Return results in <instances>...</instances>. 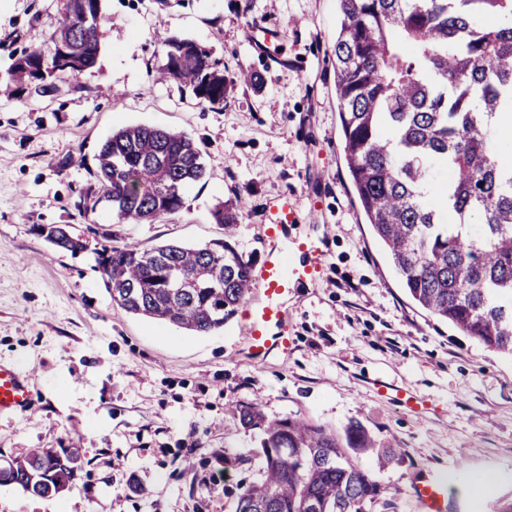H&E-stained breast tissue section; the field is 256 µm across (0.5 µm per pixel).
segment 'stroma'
Listing matches in <instances>:
<instances>
[{
  "label": "stroma",
  "instance_id": "stroma-1",
  "mask_svg": "<svg viewBox=\"0 0 512 512\" xmlns=\"http://www.w3.org/2000/svg\"><path fill=\"white\" fill-rule=\"evenodd\" d=\"M96 64L39 95H0V363L33 393L0 413V459L76 448L71 487L41 498L0 484V512H235L236 486L260 478L257 431L235 409L301 417L343 432L360 422L399 462L375 472L373 512H416L419 479L450 480L448 512H497L512 499V356L491 351L421 308L365 224L341 147L332 67L338 0H102ZM63 0H0V80L21 50L48 42ZM188 39L224 61L223 107L160 81L157 36ZM252 71L256 81H238ZM157 126L191 137L206 165L184 209L120 224L77 204L95 186L112 131ZM244 197L233 243L262 263L266 224L289 201L323 237L313 288L288 297L287 349L254 358L244 311L199 334L113 304L96 253L113 239L202 247L223 239L211 212ZM83 239L58 250L42 227ZM403 391L419 404L396 401ZM492 474L472 492L468 474Z\"/></svg>",
  "mask_w": 512,
  "mask_h": 512
}]
</instances>
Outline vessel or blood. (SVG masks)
I'll return each instance as SVG.
<instances>
[{"label": "vessel or blood", "instance_id": "1", "mask_svg": "<svg viewBox=\"0 0 512 512\" xmlns=\"http://www.w3.org/2000/svg\"><path fill=\"white\" fill-rule=\"evenodd\" d=\"M296 221L294 208L284 202L277 209L274 223L265 229L266 237L277 243V254L254 276L263 297L250 315L247 345L258 357L264 356L274 344L287 342L283 336L271 339L269 330L285 321L288 312L285 300L294 284L318 280L321 249L311 239L292 236L291 228ZM30 405L31 392L19 370L0 365V413L24 412ZM412 497L419 512H448V487L443 479L434 476L417 482Z\"/></svg>", "mask_w": 512, "mask_h": 512}]
</instances>
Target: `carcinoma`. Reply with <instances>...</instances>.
<instances>
[{"instance_id": "cac0c4a2", "label": "carcinoma", "mask_w": 512, "mask_h": 512, "mask_svg": "<svg viewBox=\"0 0 512 512\" xmlns=\"http://www.w3.org/2000/svg\"><path fill=\"white\" fill-rule=\"evenodd\" d=\"M333 45L343 151L359 206L410 297L485 348L512 355V164L495 159L509 139L491 119L512 100V0H339ZM106 22L101 0H66L45 47L22 53L11 81L46 92L92 67ZM412 52L406 55L402 46ZM160 77L224 105V70L193 41L159 38ZM201 151L188 135L132 126L105 139L97 187L77 204L102 202L120 224L178 216L183 190L201 180ZM242 201L212 211L229 236ZM73 255L82 240L41 228ZM97 269L112 302L134 315L196 333L224 327L251 290L252 266L230 242L201 248L165 243L102 246ZM261 432L264 479L240 487L236 512H367L380 489L350 453L382 468L399 449L378 448L358 422L341 435L301 418L268 421L255 405L236 408ZM79 456L36 450L0 468V483L40 497L64 491Z\"/></svg>"}]
</instances>
